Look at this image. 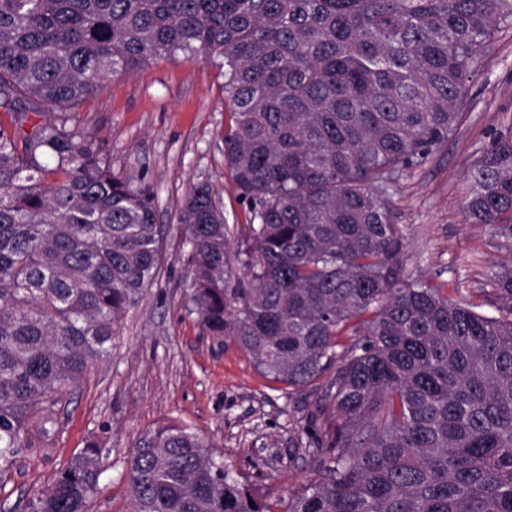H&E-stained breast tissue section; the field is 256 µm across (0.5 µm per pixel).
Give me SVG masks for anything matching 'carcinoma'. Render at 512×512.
Masks as SVG:
<instances>
[{"instance_id":"carcinoma-1","label":"carcinoma","mask_w":512,"mask_h":512,"mask_svg":"<svg viewBox=\"0 0 512 512\" xmlns=\"http://www.w3.org/2000/svg\"><path fill=\"white\" fill-rule=\"evenodd\" d=\"M503 28L512 0H0V474L50 445L161 266L151 186L116 176L70 110L182 54L223 73L224 161L251 214L235 238L209 184L185 196L189 313L320 403L316 477L283 512H512V264L485 304L412 278L388 197L458 130ZM463 212L512 234V132ZM208 447L182 423L145 431L132 512H272ZM107 455L90 443L28 512H88Z\"/></svg>"}]
</instances>
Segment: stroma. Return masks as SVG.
Returning <instances> with one entry per match:
<instances>
[{
  "label": "stroma",
  "instance_id": "stroma-1",
  "mask_svg": "<svg viewBox=\"0 0 512 512\" xmlns=\"http://www.w3.org/2000/svg\"><path fill=\"white\" fill-rule=\"evenodd\" d=\"M224 78L202 58L162 57L112 76L74 110V120L105 141L115 174L143 176L164 228L155 283L121 321L112 353L88 371L59 407L50 451L18 449L0 476V512L25 504L94 441L109 448L89 512H131L124 460L147 429L178 421L212 444V453L276 504L313 476L309 427L319 401L308 390L272 381L234 339L202 334L188 313L187 247L180 209L189 189L211 184L229 226L250 217L224 161L229 107ZM454 136L399 178L390 192L405 239L407 271L481 300L491 272L512 261V236L466 223L468 174L495 132L512 124V30L499 32L466 80Z\"/></svg>",
  "mask_w": 512,
  "mask_h": 512
}]
</instances>
